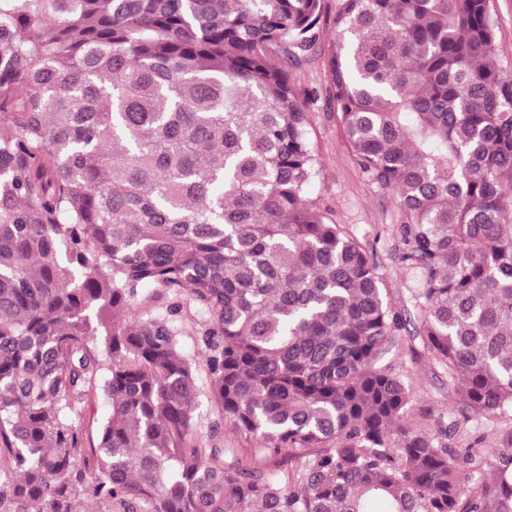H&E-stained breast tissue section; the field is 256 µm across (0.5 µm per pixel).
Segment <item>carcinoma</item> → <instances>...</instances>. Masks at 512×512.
<instances>
[{"label":"carcinoma","instance_id":"obj_1","mask_svg":"<svg viewBox=\"0 0 512 512\" xmlns=\"http://www.w3.org/2000/svg\"><path fill=\"white\" fill-rule=\"evenodd\" d=\"M325 0H0V512H512V450L465 484L378 366L401 318L308 203L288 66ZM332 98L403 215L423 340L462 406L512 413V74L491 0H338ZM173 295L132 308L139 288ZM206 315L217 420L173 316ZM111 413L87 444L70 419ZM296 465L281 468L285 461ZM172 302V295L164 289L144 286L139 289L132 306L139 314L146 316L147 314L165 312ZM108 414L109 407L100 397H96L85 404L84 411L81 415V421L86 428L87 433L93 437L94 442H96V422L101 421L107 417Z\"/></svg>","mask_w":512,"mask_h":512}]
</instances>
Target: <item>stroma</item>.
Masks as SVG:
<instances>
[{"label":"stroma","mask_w":512,"mask_h":512,"mask_svg":"<svg viewBox=\"0 0 512 512\" xmlns=\"http://www.w3.org/2000/svg\"><path fill=\"white\" fill-rule=\"evenodd\" d=\"M333 41L331 25L321 27L317 45L290 66L299 91L309 93V135L322 162L308 195L311 203L345 225L374 260L387 290L390 307L401 317L397 344L384 355L383 364L412 392L407 422L418 431L437 435L440 427L455 425L447 443L452 448H473L472 461L462 466L470 482L491 481L500 451L512 448V416L495 420L465 414L446 371L431 358L420 336L424 311L415 300L421 288L419 272L401 262L404 249L399 227L402 215L393 193L371 181L357 164L340 125L336 106L329 99L330 76L326 57ZM180 343L198 368L199 391L195 425L199 438L212 436L213 408L208 396V351L201 336V314L193 308L177 316Z\"/></svg>","instance_id":"stroma-1"}]
</instances>
